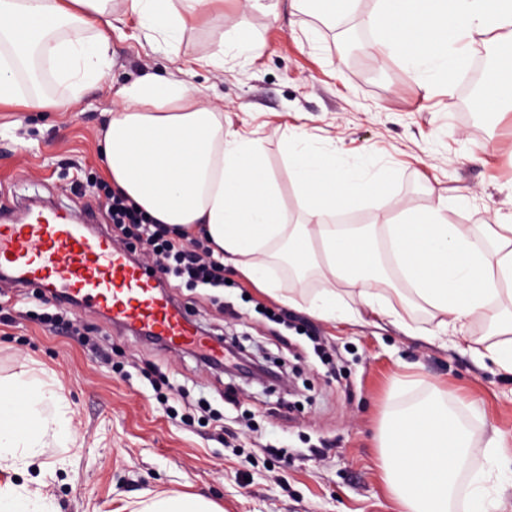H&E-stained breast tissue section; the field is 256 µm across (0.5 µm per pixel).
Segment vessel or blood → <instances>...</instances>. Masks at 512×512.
Returning <instances> with one entry per match:
<instances>
[{
  "label": "vessel or blood",
  "instance_id": "b4317fda",
  "mask_svg": "<svg viewBox=\"0 0 512 512\" xmlns=\"http://www.w3.org/2000/svg\"><path fill=\"white\" fill-rule=\"evenodd\" d=\"M0 272L49 295L85 304L113 323L176 350L201 347L193 319L159 289L156 274L69 212L0 218Z\"/></svg>",
  "mask_w": 512,
  "mask_h": 512
}]
</instances>
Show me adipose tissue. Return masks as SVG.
I'll use <instances>...</instances> for the list:
<instances>
[{"label":"adipose tissue","mask_w":512,"mask_h":512,"mask_svg":"<svg viewBox=\"0 0 512 512\" xmlns=\"http://www.w3.org/2000/svg\"><path fill=\"white\" fill-rule=\"evenodd\" d=\"M122 14L158 35L171 59L181 52L186 17L210 12L216 0H0V107L64 109L85 81L112 67L113 2ZM35 63L66 84L48 99L20 87L16 69ZM103 137L106 176L174 236L201 237L215 257L233 266L281 303L305 302L329 321L357 322L364 314L403 328L408 335L447 338L467 324L488 326L491 339L467 345L479 363L512 374V224L470 231L449 223L448 199L436 195L426 210L383 224H338L353 192L376 195L383 171L337 167L332 153L287 146L302 208L290 222L280 188L266 169L261 139L224 128L223 113L203 104L204 89L175 77L148 74L123 85ZM301 276L323 286L297 300L280 295L266 260L270 249ZM401 287H390V269ZM424 323L412 322L414 311ZM27 397V429L16 426L5 395ZM453 393L439 389L390 415L381 428L377 467L401 512H452L470 434L450 407ZM59 405L56 394L23 370L0 380V512H58L52 495L11 477L36 463Z\"/></svg>","instance_id":"ef3b65f1"}]
</instances>
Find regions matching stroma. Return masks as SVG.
I'll use <instances>...</instances> for the list:
<instances>
[{
    "mask_svg": "<svg viewBox=\"0 0 512 512\" xmlns=\"http://www.w3.org/2000/svg\"><path fill=\"white\" fill-rule=\"evenodd\" d=\"M377 8L378 0H344L326 20L289 16L281 0L275 21L245 0H223L190 20L175 62L124 16L112 32L111 70L67 110L0 109V212L38 198L71 212L93 210L90 232H111L105 195L88 182L105 178L99 138L118 102L114 90L182 67L223 105L225 124L263 140L290 215L300 201L283 162L289 133L302 144L333 146L337 163L388 173L383 192L356 209L370 222L423 211L431 186L468 196L467 206H449L450 223L512 216V111L484 124L469 91L426 95L408 64L374 46L367 19ZM219 25L220 46L211 36ZM242 34L263 41L260 58L237 53ZM219 49L223 67L208 65ZM224 277L217 293L182 285L168 292L212 346L237 338L280 382L205 368L190 352L150 344L76 309L93 342L112 350L111 364H103L90 345L29 318L36 289L0 280V307L10 313L0 318V377L25 366L51 383L62 400V429L74 440L40 457L59 512H136L163 491L215 501L224 512H399L376 467L382 421L448 387L472 435L456 512L483 474L498 512H512V374L478 366L464 347L410 337L369 317L325 321L283 306L232 271ZM160 394L168 406L157 402ZM202 396L222 422L185 426V403ZM496 432L504 447L495 456L486 443ZM271 446L282 449L280 459L268 455Z\"/></svg>",
    "mask_w": 512,
    "mask_h": 512,
    "instance_id": "35a3bbf8",
    "label": "stroma"
}]
</instances>
